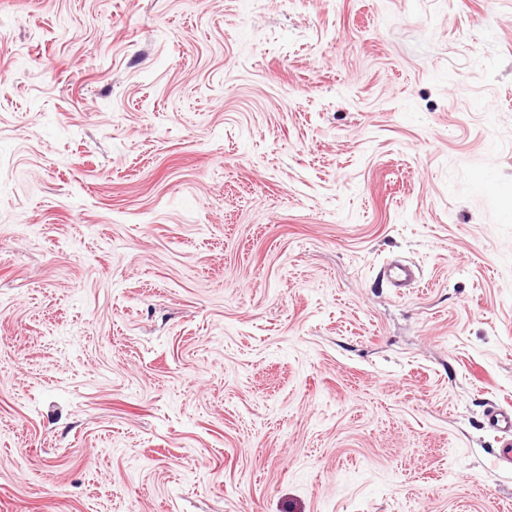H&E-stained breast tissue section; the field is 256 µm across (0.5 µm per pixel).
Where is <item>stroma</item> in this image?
Segmentation results:
<instances>
[{
	"label": "stroma",
	"instance_id": "obj_1",
	"mask_svg": "<svg viewBox=\"0 0 512 512\" xmlns=\"http://www.w3.org/2000/svg\"><path fill=\"white\" fill-rule=\"evenodd\" d=\"M493 406L512 0H0V512H512Z\"/></svg>",
	"mask_w": 512,
	"mask_h": 512
}]
</instances>
